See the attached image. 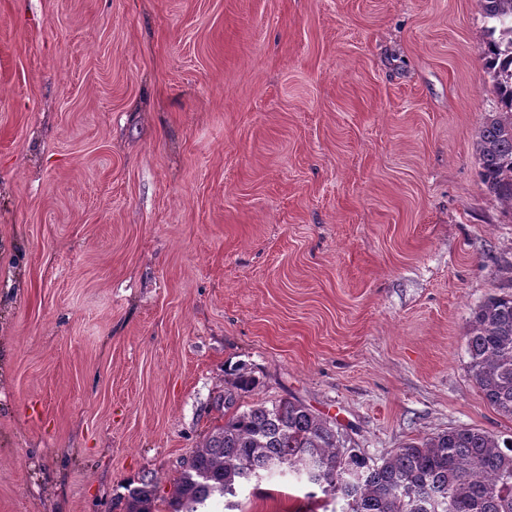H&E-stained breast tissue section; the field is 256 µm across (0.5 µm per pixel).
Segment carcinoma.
<instances>
[{"label":"carcinoma","instance_id":"cac0c4a2","mask_svg":"<svg viewBox=\"0 0 512 512\" xmlns=\"http://www.w3.org/2000/svg\"><path fill=\"white\" fill-rule=\"evenodd\" d=\"M486 27L484 68L500 111L484 119L477 155L488 193L512 207V0H478ZM466 349L483 400L512 419V295H491L469 320ZM256 386L241 367L224 389V424L183 463L169 512H201L219 496L225 508L276 472L306 480L307 497L341 501L332 512H512V436L462 425L412 440L377 461L346 446L330 418L296 399L234 409ZM128 512H157L158 487L143 476L128 488Z\"/></svg>","mask_w":512,"mask_h":512}]
</instances>
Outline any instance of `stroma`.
Instances as JSON below:
<instances>
[{
  "mask_svg": "<svg viewBox=\"0 0 512 512\" xmlns=\"http://www.w3.org/2000/svg\"><path fill=\"white\" fill-rule=\"evenodd\" d=\"M478 0H0V512L161 498L239 406L378 459L512 435L468 369L512 294ZM244 512H307L274 475ZM128 512H157L158 487L153 477L144 475L137 486L128 488Z\"/></svg>",
  "mask_w": 512,
  "mask_h": 512,
  "instance_id": "35a3bbf8",
  "label": "stroma"
}]
</instances>
